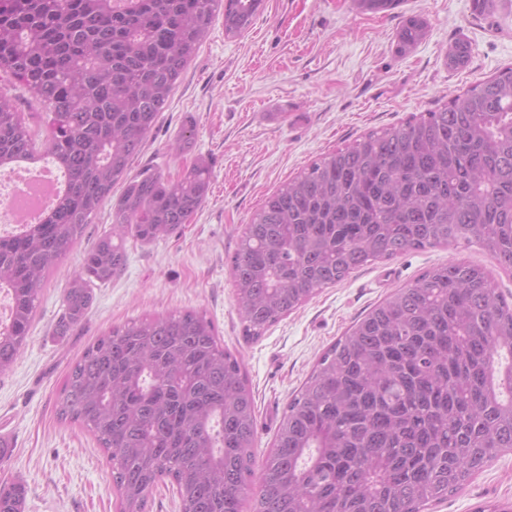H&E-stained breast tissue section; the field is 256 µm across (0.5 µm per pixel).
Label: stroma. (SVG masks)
<instances>
[{
  "label": "stroma",
  "mask_w": 512,
  "mask_h": 512,
  "mask_svg": "<svg viewBox=\"0 0 512 512\" xmlns=\"http://www.w3.org/2000/svg\"><path fill=\"white\" fill-rule=\"evenodd\" d=\"M427 23L425 39L403 51L395 34L404 17ZM471 46L468 63L450 67L457 39ZM512 66V0L493 16L472 0H403L383 14H360L351 0H265L263 12L237 38L216 15L158 122L131 163L132 172L160 170L177 178L193 156L212 170L206 202L168 237L128 241V262L93 290L86 318L59 335L63 292L84 252L108 230L104 201L85 235L47 276L30 337L0 374V437L8 450L0 482H23L25 512H116L112 466L95 437L59 421L56 402L70 368L112 327L196 309L210 318L226 349L243 359L255 401L256 458L264 460L288 401L319 357L375 304L434 265L478 264L512 296V269L479 246L413 250L324 288L255 342L242 336L230 261L264 199L301 169L359 136L404 123L444 99ZM16 99L37 142L47 135L42 105L17 80H0ZM194 130L193 155L168 151L178 133ZM512 502V453L485 467L429 512H476Z\"/></svg>",
  "instance_id": "1"
}]
</instances>
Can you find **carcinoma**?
Listing matches in <instances>:
<instances>
[{
  "mask_svg": "<svg viewBox=\"0 0 512 512\" xmlns=\"http://www.w3.org/2000/svg\"><path fill=\"white\" fill-rule=\"evenodd\" d=\"M380 14L401 0H352ZM263 0H0V74L48 114L43 151L0 95V168L44 155L64 173L54 206L0 235V373L29 337L46 272L82 238L112 188V227L63 296V334L92 284L124 271L127 238L152 243L205 203L209 163L171 179L131 173L188 62L224 11L237 37ZM426 36L409 16L403 48ZM470 48L455 42L454 68ZM476 244L512 267V66L420 117L366 133L268 195L231 259L243 336L260 338L318 290L409 250ZM59 419L112 460L119 512H145L167 478L182 512H243L255 404L242 363L197 310L115 326L70 369ZM512 452V302L478 265H438L373 307L319 358L287 404L251 512H423ZM26 487L0 484V512Z\"/></svg>",
  "mask_w": 512,
  "mask_h": 512,
  "instance_id": "cac0c4a2",
  "label": "carcinoma"
}]
</instances>
